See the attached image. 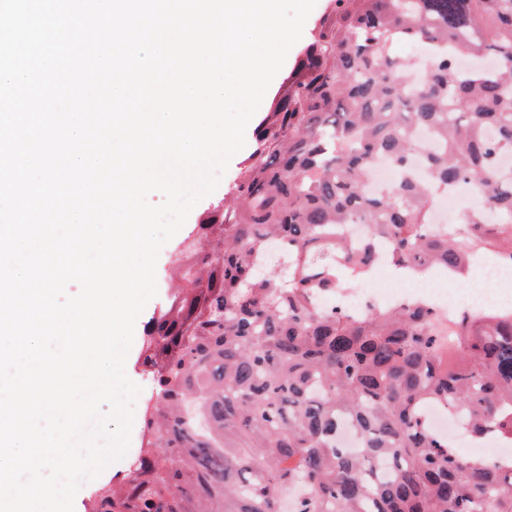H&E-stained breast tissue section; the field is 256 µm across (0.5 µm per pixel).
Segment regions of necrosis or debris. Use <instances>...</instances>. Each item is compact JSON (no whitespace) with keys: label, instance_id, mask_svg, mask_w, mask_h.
Returning <instances> with one entry per match:
<instances>
[{"label":"necrosis or debris","instance_id":"4bbe7bcc","mask_svg":"<svg viewBox=\"0 0 512 512\" xmlns=\"http://www.w3.org/2000/svg\"><path fill=\"white\" fill-rule=\"evenodd\" d=\"M341 234L347 241L369 250L372 258V278L364 286L353 291H340L327 298L329 307L362 313L376 307L408 303L425 299L443 317L452 318L463 310L482 312L512 306V265L502 264L487 268L483 285L468 284L462 288H448V269L442 265L427 268L426 285L413 291L390 287L394 269L387 261L385 239H372L364 224H346Z\"/></svg>","mask_w":512,"mask_h":512}]
</instances>
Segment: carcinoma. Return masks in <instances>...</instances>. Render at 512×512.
Instances as JSON below:
<instances>
[{"instance_id":"carcinoma-1","label":"carcinoma","mask_w":512,"mask_h":512,"mask_svg":"<svg viewBox=\"0 0 512 512\" xmlns=\"http://www.w3.org/2000/svg\"><path fill=\"white\" fill-rule=\"evenodd\" d=\"M437 53L410 84L394 45ZM491 58L495 72L455 58ZM441 141L425 152L417 134ZM512 0H329L264 113L254 150L185 238L180 286L153 313L137 365L151 383L141 446L90 512H512V460L464 456L425 409L460 416L474 440L512 445V313L423 303L354 314L321 306L371 257L336 236L367 224L396 268L448 266L475 246L512 262ZM384 157L400 181L370 194ZM472 184L462 226L428 228L438 197ZM361 437L336 446L338 419Z\"/></svg>"}]
</instances>
